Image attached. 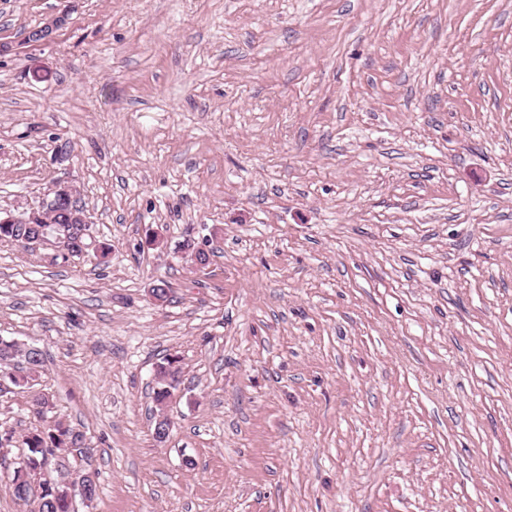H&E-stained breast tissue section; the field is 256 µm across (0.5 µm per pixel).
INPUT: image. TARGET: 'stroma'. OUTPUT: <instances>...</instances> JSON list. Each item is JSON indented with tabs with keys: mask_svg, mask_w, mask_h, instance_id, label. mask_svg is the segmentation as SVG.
I'll return each instance as SVG.
<instances>
[{
	"mask_svg": "<svg viewBox=\"0 0 512 512\" xmlns=\"http://www.w3.org/2000/svg\"><path fill=\"white\" fill-rule=\"evenodd\" d=\"M56 178L112 254L0 242V512L58 421L75 512H512V0H0V207ZM43 354L35 348H21L17 342L0 340V379L9 387L32 389L43 367ZM175 358H166L157 367V379L159 387L154 390L153 401L155 403V411L153 414V435L154 439L159 442H165L169 434H163L159 428H163V424H167L163 416V407L167 400L172 398L174 392L178 389L181 382V366L177 365ZM164 420L159 423V418ZM159 423V425H158ZM157 428V429H156Z\"/></svg>",
	"mask_w": 512,
	"mask_h": 512,
	"instance_id": "obj_1",
	"label": "stroma"
}]
</instances>
